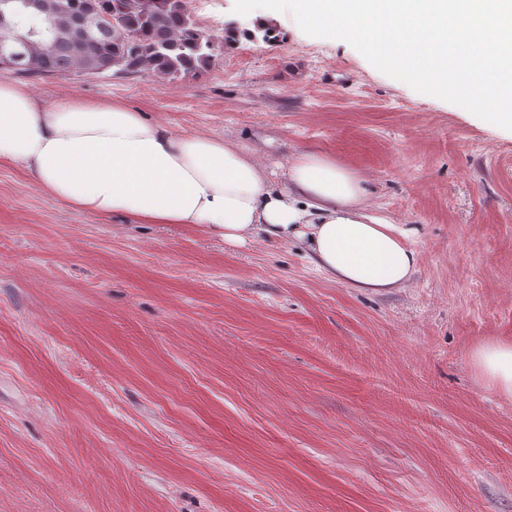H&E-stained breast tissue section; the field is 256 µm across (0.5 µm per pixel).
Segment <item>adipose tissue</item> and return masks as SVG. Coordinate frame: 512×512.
<instances>
[{
  "label": "adipose tissue",
  "mask_w": 512,
  "mask_h": 512,
  "mask_svg": "<svg viewBox=\"0 0 512 512\" xmlns=\"http://www.w3.org/2000/svg\"><path fill=\"white\" fill-rule=\"evenodd\" d=\"M0 162L89 214L191 224L239 247L262 236L298 239L319 270L351 288H405L418 268L410 228L372 214L361 178L336 161L298 154L278 187L238 145L175 134L119 102L48 105L0 78ZM472 358L512 394V343L483 344Z\"/></svg>",
  "instance_id": "ef3b65f1"
}]
</instances>
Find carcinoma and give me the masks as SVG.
<instances>
[{"label": "carcinoma", "instance_id": "1", "mask_svg": "<svg viewBox=\"0 0 512 512\" xmlns=\"http://www.w3.org/2000/svg\"><path fill=\"white\" fill-rule=\"evenodd\" d=\"M1 33L26 34L23 62L0 57V66L31 80L77 74L95 78L143 72L164 79L195 77L216 66L222 47L197 26L186 0H18ZM90 19L97 33L82 34Z\"/></svg>", "mask_w": 512, "mask_h": 512}]
</instances>
